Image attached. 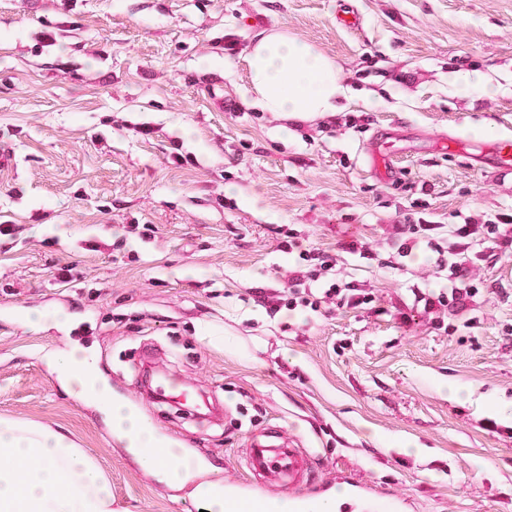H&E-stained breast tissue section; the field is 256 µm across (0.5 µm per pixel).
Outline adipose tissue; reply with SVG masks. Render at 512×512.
Segmentation results:
<instances>
[{"instance_id": "obj_1", "label": "adipose tissue", "mask_w": 512, "mask_h": 512, "mask_svg": "<svg viewBox=\"0 0 512 512\" xmlns=\"http://www.w3.org/2000/svg\"><path fill=\"white\" fill-rule=\"evenodd\" d=\"M247 68L254 105L282 120L341 111L350 93L332 59L285 32L255 41ZM57 365L70 389L102 403L111 427L162 481L189 479L190 463L176 449L161 448L152 426L128 406L112 402L99 386L84 349L73 348ZM0 512H113L112 489L98 465L62 432L0 419Z\"/></svg>"}]
</instances>
